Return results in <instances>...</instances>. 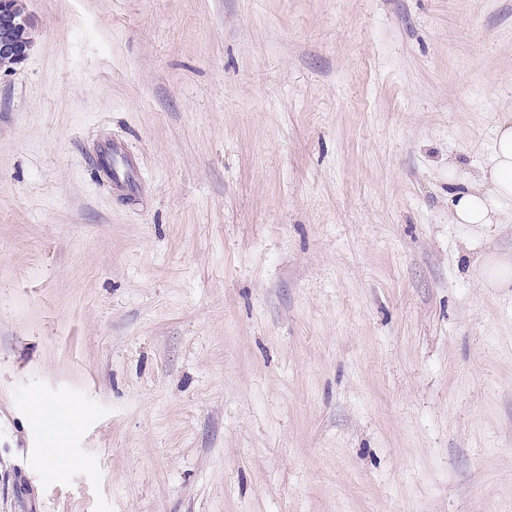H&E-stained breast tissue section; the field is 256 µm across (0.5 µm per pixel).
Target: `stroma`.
I'll use <instances>...</instances> for the list:
<instances>
[{
    "mask_svg": "<svg viewBox=\"0 0 512 512\" xmlns=\"http://www.w3.org/2000/svg\"><path fill=\"white\" fill-rule=\"evenodd\" d=\"M22 2L0 512H512V0ZM448 185L464 188L448 193L453 223L504 224L509 213L512 220V119L498 125L491 158L476 173L448 164Z\"/></svg>",
    "mask_w": 512,
    "mask_h": 512,
    "instance_id": "35a3bbf8",
    "label": "stroma"
}]
</instances>
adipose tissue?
Segmentation results:
<instances>
[{"label":"adipose tissue","mask_w":512,"mask_h":512,"mask_svg":"<svg viewBox=\"0 0 512 512\" xmlns=\"http://www.w3.org/2000/svg\"><path fill=\"white\" fill-rule=\"evenodd\" d=\"M448 183L453 223L483 227L512 214V119L498 125L489 161L473 174L449 166Z\"/></svg>","instance_id":"1"}]
</instances>
